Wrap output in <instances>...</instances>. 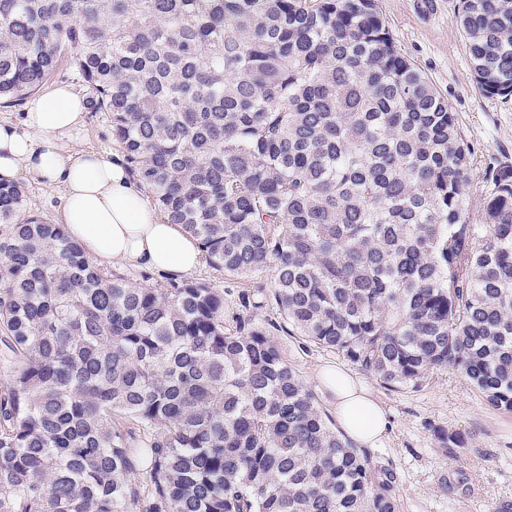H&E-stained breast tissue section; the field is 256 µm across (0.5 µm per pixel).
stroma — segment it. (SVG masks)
Masks as SVG:
<instances>
[{
  "label": "stroma",
  "instance_id": "stroma-1",
  "mask_svg": "<svg viewBox=\"0 0 512 512\" xmlns=\"http://www.w3.org/2000/svg\"><path fill=\"white\" fill-rule=\"evenodd\" d=\"M378 4L399 52L431 80L455 113L474 150L473 190L485 193L487 166L512 164V96L491 97L477 88L459 22L460 0ZM193 278L223 292L225 327L235 328L242 313L266 327L325 413L333 411L332 398L316 379L320 367L338 365L366 384L390 423L370 453L378 465L393 467L401 512H498L501 504H512V413L488 406L456 373L435 372L417 389H388L342 356L291 336L277 309L264 300L271 274L232 278L204 263ZM244 292L261 301V308L242 311ZM438 428L462 432L465 447L448 453L435 437Z\"/></svg>",
  "mask_w": 512,
  "mask_h": 512
}]
</instances>
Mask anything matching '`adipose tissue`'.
<instances>
[{"label":"adipose tissue","instance_id":"adipose-tissue-1","mask_svg":"<svg viewBox=\"0 0 512 512\" xmlns=\"http://www.w3.org/2000/svg\"><path fill=\"white\" fill-rule=\"evenodd\" d=\"M86 111L85 97L64 84L32 100L19 120L0 122V178L29 177L55 193L61 223L96 264L194 273L201 264L197 241L156 214L120 160L74 148ZM319 379L335 397L346 436L366 448L385 435L386 414L364 385L328 365Z\"/></svg>","mask_w":512,"mask_h":512}]
</instances>
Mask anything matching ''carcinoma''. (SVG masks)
Wrapping results in <instances>:
<instances>
[{"mask_svg":"<svg viewBox=\"0 0 512 512\" xmlns=\"http://www.w3.org/2000/svg\"><path fill=\"white\" fill-rule=\"evenodd\" d=\"M460 26L478 89L511 96L512 0H461ZM0 28V98L68 60L155 208L224 275L272 272L292 335L512 412V164L475 199L377 0H0ZM0 360V512H400L265 327L91 265L2 180Z\"/></svg>","mask_w":512,"mask_h":512,"instance_id":"obj_1","label":"carcinoma"}]
</instances>
